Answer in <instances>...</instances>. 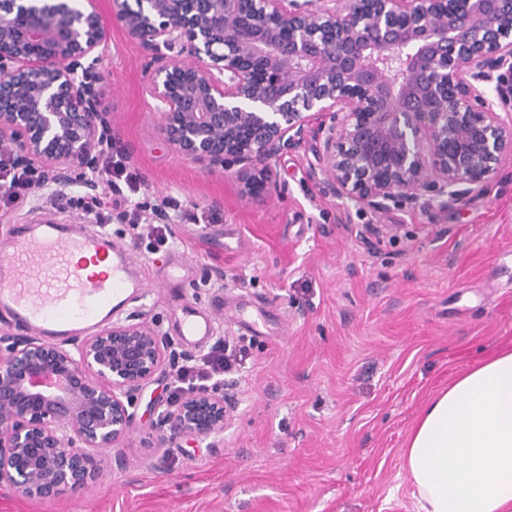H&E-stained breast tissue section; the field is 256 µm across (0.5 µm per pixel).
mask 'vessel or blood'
<instances>
[{
    "mask_svg": "<svg viewBox=\"0 0 512 512\" xmlns=\"http://www.w3.org/2000/svg\"><path fill=\"white\" fill-rule=\"evenodd\" d=\"M145 291L131 250L79 224H26L14 244L0 247V312L49 342L99 327ZM211 329L209 315L184 310L186 341Z\"/></svg>",
    "mask_w": 512,
    "mask_h": 512,
    "instance_id": "obj_1",
    "label": "vessel or blood"
}]
</instances>
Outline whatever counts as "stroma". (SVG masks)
<instances>
[{
    "label": "stroma",
    "instance_id": "obj_1",
    "mask_svg": "<svg viewBox=\"0 0 512 512\" xmlns=\"http://www.w3.org/2000/svg\"><path fill=\"white\" fill-rule=\"evenodd\" d=\"M109 42L102 108L113 145L141 177L137 199L179 200L175 244H131L147 293L125 316L153 322L178 354L207 346L177 334L180 301L213 315L218 336L243 337L221 438L157 447L152 431L170 395L163 365L138 394L123 448L102 454L81 496L28 498L0 489V512H416L402 452L419 413L479 351L512 346V158L489 191L448 209L426 203L376 214L312 181L309 147L281 154L264 198L242 196L235 170L202 171L158 132L145 93L149 58L99 0ZM54 185L24 209L0 204V239L45 214L83 221ZM363 224H397L398 238L364 243ZM258 320L263 335L242 332Z\"/></svg>",
    "mask_w": 512,
    "mask_h": 512
}]
</instances>
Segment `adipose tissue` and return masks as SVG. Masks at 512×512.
<instances>
[{"label": "adipose tissue", "instance_id": "adipose-tissue-1", "mask_svg": "<svg viewBox=\"0 0 512 512\" xmlns=\"http://www.w3.org/2000/svg\"><path fill=\"white\" fill-rule=\"evenodd\" d=\"M416 512H512V346L474 359L403 450Z\"/></svg>", "mask_w": 512, "mask_h": 512}]
</instances>
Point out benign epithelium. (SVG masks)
<instances>
[{
    "label": "benign epithelium",
    "mask_w": 512,
    "mask_h": 512,
    "mask_svg": "<svg viewBox=\"0 0 512 512\" xmlns=\"http://www.w3.org/2000/svg\"><path fill=\"white\" fill-rule=\"evenodd\" d=\"M112 12L150 56L164 141L208 173L238 167L247 198L310 138V178L374 213L482 195L512 157V0H113ZM107 48L97 0H0V146L61 188L106 144ZM167 350L131 318L60 344L0 333V487L84 491ZM232 389L168 405L155 443L223 434Z\"/></svg>",
    "instance_id": "benign-epithelium-1"
}]
</instances>
